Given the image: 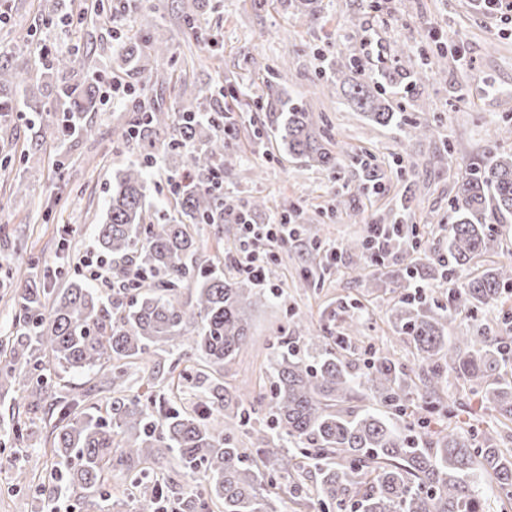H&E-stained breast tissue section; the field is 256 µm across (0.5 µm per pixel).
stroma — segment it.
Returning a JSON list of instances; mask_svg holds the SVG:
<instances>
[{"instance_id":"obj_1","label":"stroma","mask_w":512,"mask_h":512,"mask_svg":"<svg viewBox=\"0 0 512 512\" xmlns=\"http://www.w3.org/2000/svg\"><path fill=\"white\" fill-rule=\"evenodd\" d=\"M191 0H131L124 9L129 21L123 40H137L165 32L171 51L154 67L165 77L154 83L144 75L113 67L112 58L99 47L110 39L103 18L91 0H0V49L27 36L31 53L49 46L57 55L85 64L94 59L110 67L111 77L135 87L146 107L176 111L182 98L197 87L218 82L226 90L219 104L236 118V130L224 141L234 157L224 169V188L231 213L220 227H194L198 263L208 264L235 247L239 229L233 210L249 211L259 224L277 212L300 213L298 241L278 249L273 283L276 297L255 306L251 329L238 353L224 366L222 382L230 393L242 385L266 391L271 384L269 364L281 328L295 325L296 335L340 334L348 322L344 308H363L361 334L353 353L364 358L370 350L396 345L399 360L416 366L413 348L395 340L387 319L393 293L365 288L354 280L356 260L341 254L336 268L313 259V239L343 245L366 234L370 224H390L402 211L409 188H416L412 223L424 236L426 252L446 254L449 200L471 164L488 150L512 153V140L494 139L496 126L512 123V20L483 9L481 0H322L324 17L309 24L294 17L280 0H267L257 11L252 0H220L217 12L202 15L210 42H196L185 31L181 15ZM370 68L377 58L400 55L417 58L444 51L440 67L413 86L389 87L396 111L407 121H433L436 132L427 138L405 137L392 127L370 122L349 107L341 93H312L321 81L324 58L335 50ZM281 76L282 89L306 111L324 114L343 152L371 153L373 164L386 176L380 190L367 187L357 166L343 162L330 173L288 155L272 134L255 137L267 124L265 112L246 108L236 88L259 95L266 69ZM49 79L30 67L7 94L19 109L0 119V336L13 334V301L26 281L29 262L48 271L44 287H65L72 278L88 279L86 258L97 253L94 227L105 219V204L120 169L140 160L143 148L127 134L129 112L123 107L97 106L83 121L91 135L55 133V113L30 112L25 95L45 99ZM453 146L444 166L435 157ZM154 164L149 200L174 209L169 181L183 159L163 145L152 150ZM23 182L16 192L15 182ZM359 210L351 220L348 210ZM51 383L67 398L86 391L106 395V377L98 370L74 372L59 368ZM29 409L16 393L0 391V512H25L34 486L15 482L17 468L31 467L34 451L50 444L52 417L33 429L30 452L19 453L9 433L12 424L27 418Z\"/></svg>"}]
</instances>
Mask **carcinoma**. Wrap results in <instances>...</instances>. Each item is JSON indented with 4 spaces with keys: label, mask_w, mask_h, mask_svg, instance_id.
I'll return each mask as SVG.
<instances>
[{
    "label": "carcinoma",
    "mask_w": 512,
    "mask_h": 512,
    "mask_svg": "<svg viewBox=\"0 0 512 512\" xmlns=\"http://www.w3.org/2000/svg\"><path fill=\"white\" fill-rule=\"evenodd\" d=\"M207 7L182 15L187 33L206 40L199 17ZM285 8L311 23L320 20L318 0H286ZM168 42L160 34L131 41L118 53L121 65L136 74H152L148 60L165 57ZM22 47L0 51V87L16 82L25 69ZM438 53L417 61H398L396 75L415 82ZM40 63L54 71V100L64 113L57 131L91 132L78 124L81 114L95 110L96 67L78 85L74 60L45 52ZM322 88L341 89L343 98L371 121L399 130L407 126L385 97L379 81L338 56L329 65ZM216 86L207 85L182 101L178 115L160 107L137 113L130 128L141 145L154 147L162 132L178 155L195 145L184 168L185 184L176 193L177 213L163 210L146 221L148 179L132 164L112 184L106 219L96 225L98 254L115 264L116 288L104 300L94 289L72 282L52 294L27 281L14 299L22 328L0 339L12 361L0 367V387L21 392L38 409L51 383L48 366L74 371L101 368L110 374L112 396L103 403L57 401L51 455L64 469L42 477L35 499L69 494L84 512H158L168 499L166 481L148 473L146 464L171 454L197 491L182 502L180 512H281L274 488L284 485L295 496L312 500L318 512H486L493 495L499 512L512 509V337L448 335V323L460 312L471 315L496 309L512 293V267L491 268L485 258L499 245L492 225L512 216V156L492 150L474 164L450 201L455 223L448 230V265L440 258L421 265L416 245L398 250L386 272L391 292L428 270L452 280L458 269L480 264L464 285L448 292L446 303L427 304L422 297L401 294L391 312L401 340L416 351L418 369L407 368L390 352L374 351L363 364L349 358L344 339L336 336H279V351L270 362L269 391L250 400L224 394L223 408L207 406L191 412L175 406L183 383L195 384L200 371L183 364L198 358L221 373L245 341L252 307L268 299L246 275L227 278L221 261L200 266L194 256L192 224L224 223V200L210 176L224 166V138L218 133L224 110L201 112V102L215 101ZM258 105L271 109L269 119L288 154L324 169L339 163L332 128L321 115L283 98L280 78L271 73ZM193 282L195 309L187 313L178 290ZM304 345H299V341ZM179 346L172 370L178 371L161 393L146 379L147 390L127 393L126 376L135 365H147L151 348ZM462 380L465 396L496 413V427L477 433L452 420L468 412L470 403L443 399L448 374ZM234 423L218 429L223 414ZM267 420L257 429L264 447L256 453L261 471L239 448L236 431L251 429L256 410ZM312 467L318 475L313 490L303 483ZM119 471L132 488L125 499L112 498V472Z\"/></svg>",
    "instance_id": "cac0c4a2"
}]
</instances>
